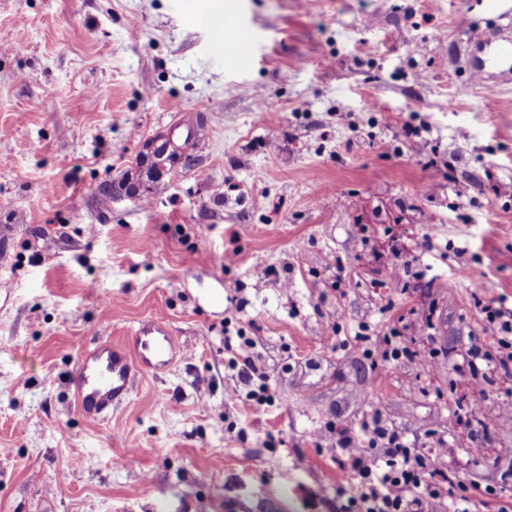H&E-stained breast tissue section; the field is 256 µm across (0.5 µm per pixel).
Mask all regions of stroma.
Masks as SVG:
<instances>
[{
    "mask_svg": "<svg viewBox=\"0 0 512 512\" xmlns=\"http://www.w3.org/2000/svg\"><path fill=\"white\" fill-rule=\"evenodd\" d=\"M232 2L230 60L201 0H0V512H364L336 433L372 415L512 490V378L456 372L512 302V84L463 67L512 0ZM148 318L182 354L86 417L80 355ZM227 9H222L221 12L218 13V22L214 26L217 38L220 40L222 45H224L225 54L228 57H239L243 55L249 47L250 44V38L247 32L239 25L237 24L235 20V26H236V38L233 41L225 42L224 43V33L227 36H230L232 34V30L228 25H225L224 23V15L226 13ZM253 347V343L248 340H243L238 349L240 352L234 351L233 353L237 357H242V367L239 369L238 373L242 377V379L250 386L255 377L261 380V384L258 386V391H251L249 396L255 401L256 409L258 411H265V407L270 406L272 403L271 395L269 394L268 386L266 385L267 376L262 369H259L255 363L250 359V357L243 356L242 353L247 354L248 350Z\"/></svg>",
    "mask_w": 512,
    "mask_h": 512,
    "instance_id": "35a3bbf8",
    "label": "stroma"
}]
</instances>
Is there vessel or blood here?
Listing matches in <instances>:
<instances>
[{"label": "vessel or blood", "mask_w": 512, "mask_h": 512, "mask_svg": "<svg viewBox=\"0 0 512 512\" xmlns=\"http://www.w3.org/2000/svg\"><path fill=\"white\" fill-rule=\"evenodd\" d=\"M474 57L469 76L486 83L512 82V23L471 34ZM180 346L168 327L160 321L141 324L128 344L101 343L81 355L74 382L81 410L100 417L130 394L144 369H159L170 363Z\"/></svg>", "instance_id": "b4317fda"}]
</instances>
